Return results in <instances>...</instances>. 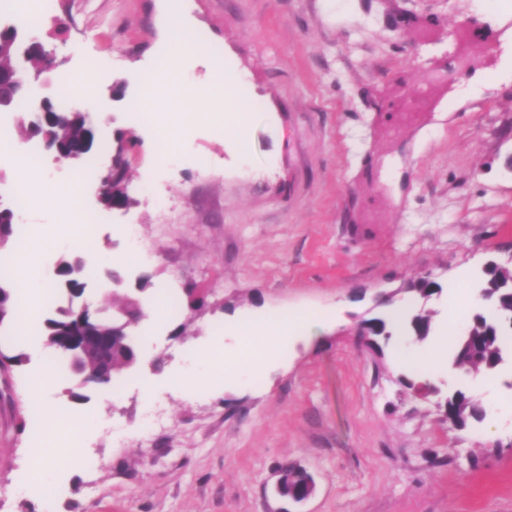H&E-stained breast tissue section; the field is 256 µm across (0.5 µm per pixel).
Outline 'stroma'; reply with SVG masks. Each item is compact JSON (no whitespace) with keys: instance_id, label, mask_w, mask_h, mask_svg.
Wrapping results in <instances>:
<instances>
[{"instance_id":"1","label":"stroma","mask_w":512,"mask_h":512,"mask_svg":"<svg viewBox=\"0 0 512 512\" xmlns=\"http://www.w3.org/2000/svg\"><path fill=\"white\" fill-rule=\"evenodd\" d=\"M184 14L206 48L186 59L187 84H211L216 58L239 76L247 153L206 117L187 124L185 149L165 165L161 137L137 120L143 87L130 75L166 48L163 0H53L34 30L62 71L112 73L71 100L97 130L99 169L111 162L101 143L134 144L126 209L102 211L86 186L94 230L70 229L88 237L79 255L123 251L124 226L139 225L151 256L121 269L123 286L150 300L175 294L182 311L139 323L152 338L140 369L115 377L113 402L90 388L76 403L63 382L45 393L48 445L74 413L97 420L91 465L54 473L56 512H512V367L487 377L446 362L431 379L439 394L422 397L401 383L391 347L357 335L411 298L420 276L444 286L491 261L512 268V80L451 107L409 147L454 84L497 62L512 0H185ZM399 151L396 202L382 169ZM74 172L41 150L38 223L65 224L54 189ZM298 308L324 318L289 337L260 378L243 385L212 368L187 395H158L167 426L141 435L147 382L193 367L213 342L234 352L239 326ZM13 333L0 328V351L29 361L0 366V512H46L24 489L34 442L20 421L49 351ZM487 382L496 405L486 420L449 427L439 395ZM289 468L315 481L299 505L276 493Z\"/></svg>"}]
</instances>
